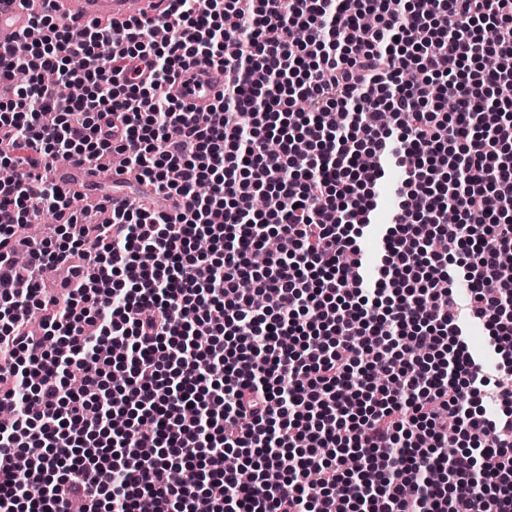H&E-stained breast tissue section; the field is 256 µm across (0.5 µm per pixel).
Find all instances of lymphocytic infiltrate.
<instances>
[{"label": "lymphocytic infiltrate", "mask_w": 512, "mask_h": 512, "mask_svg": "<svg viewBox=\"0 0 512 512\" xmlns=\"http://www.w3.org/2000/svg\"><path fill=\"white\" fill-rule=\"evenodd\" d=\"M422 2L171 0L0 43V512H512V0ZM197 64L233 74L207 112L164 91ZM115 153L154 196L105 224L42 175ZM253 450L248 487L208 463Z\"/></svg>", "instance_id": "obj_1"}]
</instances>
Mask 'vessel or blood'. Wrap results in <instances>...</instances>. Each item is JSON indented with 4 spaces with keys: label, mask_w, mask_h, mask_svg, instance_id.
Returning a JSON list of instances; mask_svg holds the SVG:
<instances>
[{
    "label": "vessel or blood",
    "mask_w": 512,
    "mask_h": 512,
    "mask_svg": "<svg viewBox=\"0 0 512 512\" xmlns=\"http://www.w3.org/2000/svg\"><path fill=\"white\" fill-rule=\"evenodd\" d=\"M169 0H39L38 11L52 17H65L69 27L84 28L100 21L119 29L132 17H160ZM30 18L16 0H0V29L27 27ZM227 75L223 68L200 65L179 74L168 85V93L197 112L208 111L223 92Z\"/></svg>",
    "instance_id": "1"
}]
</instances>
